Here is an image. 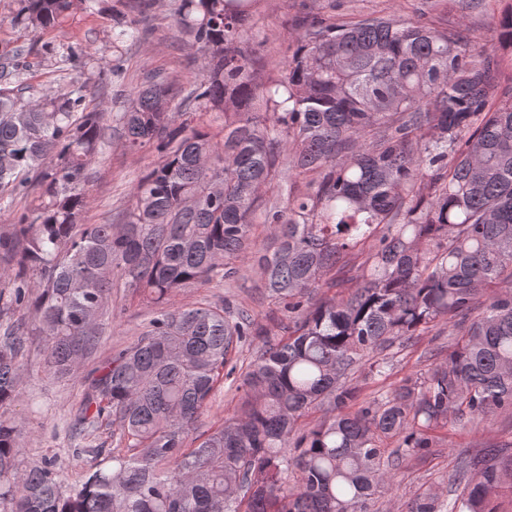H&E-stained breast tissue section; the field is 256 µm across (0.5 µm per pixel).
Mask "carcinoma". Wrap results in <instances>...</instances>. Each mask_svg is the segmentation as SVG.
I'll use <instances>...</instances> for the list:
<instances>
[{
  "label": "carcinoma",
  "mask_w": 512,
  "mask_h": 512,
  "mask_svg": "<svg viewBox=\"0 0 512 512\" xmlns=\"http://www.w3.org/2000/svg\"><path fill=\"white\" fill-rule=\"evenodd\" d=\"M11 23L40 33L97 0H15ZM255 0H175L188 49L204 62L181 97L143 73L115 116L125 147L154 149L119 224H84L88 170L108 139L104 101L69 83L53 97L24 81L33 63L0 47V201L40 188L39 203L0 232V512H368L391 486L387 441L426 455L463 415L512 411V12L499 45L462 30L385 16L316 14L289 40L283 77L263 86L244 44ZM112 6V44L145 32ZM207 112L224 113L213 134ZM273 250L257 265L283 304L282 337L240 375V403L190 448L187 438L228 355L256 331L221 299L169 309L167 297L220 286L250 259L263 191ZM362 261L348 294L345 257ZM151 308L137 339L91 378L68 437L94 457L77 481L55 457L26 460L18 400L24 350L40 337L44 372H74L101 345L113 284ZM438 324L456 330L448 360L380 400L358 401L344 376L367 354ZM316 409L327 415L315 423ZM112 425V448L91 445ZM498 449L469 460L445 502L409 512H495L512 477Z\"/></svg>",
  "instance_id": "cac0c4a2"
}]
</instances>
